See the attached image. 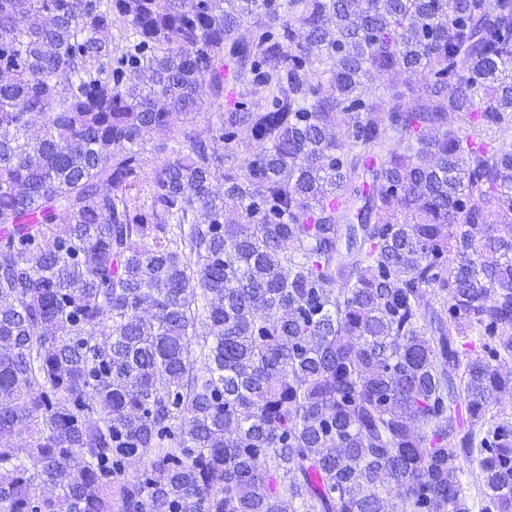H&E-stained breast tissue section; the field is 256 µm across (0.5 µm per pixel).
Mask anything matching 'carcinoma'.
<instances>
[{
	"mask_svg": "<svg viewBox=\"0 0 512 512\" xmlns=\"http://www.w3.org/2000/svg\"><path fill=\"white\" fill-rule=\"evenodd\" d=\"M504 354L512 0H0V512H512ZM198 96L202 100L200 112L193 114V125L196 129H203L207 126L208 122L215 120V115L219 112L216 105L212 104V101L208 95V89L206 83H200L198 87Z\"/></svg>",
	"mask_w": 512,
	"mask_h": 512,
	"instance_id": "1",
	"label": "carcinoma"
}]
</instances>
